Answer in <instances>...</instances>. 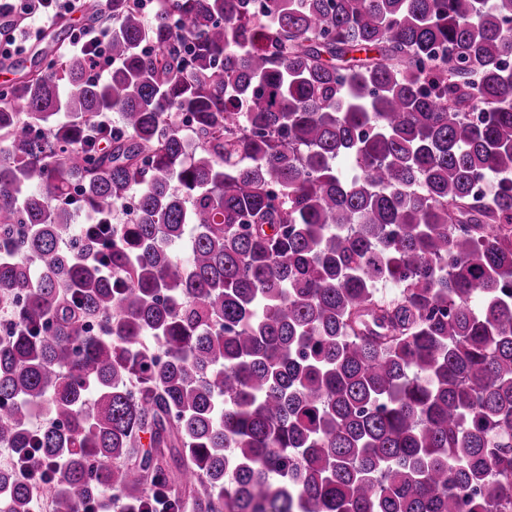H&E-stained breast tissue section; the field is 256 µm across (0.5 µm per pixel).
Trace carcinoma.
<instances>
[{
  "label": "carcinoma",
  "instance_id": "1",
  "mask_svg": "<svg viewBox=\"0 0 512 512\" xmlns=\"http://www.w3.org/2000/svg\"><path fill=\"white\" fill-rule=\"evenodd\" d=\"M162 2L0 90V512H512V0Z\"/></svg>",
  "mask_w": 512,
  "mask_h": 512
}]
</instances>
